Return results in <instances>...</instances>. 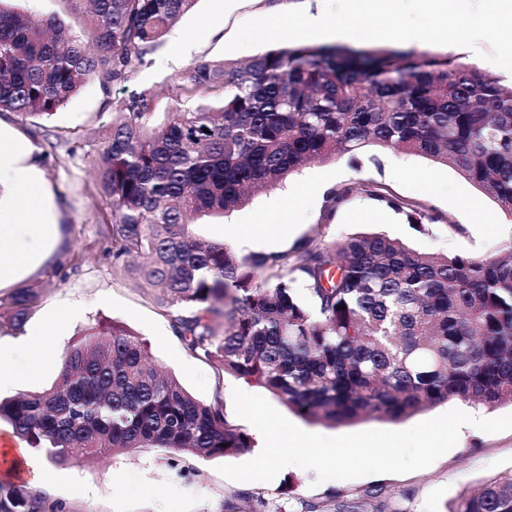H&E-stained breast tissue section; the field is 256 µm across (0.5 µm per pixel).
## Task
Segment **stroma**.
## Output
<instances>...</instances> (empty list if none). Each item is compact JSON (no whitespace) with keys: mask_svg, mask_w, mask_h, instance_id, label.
<instances>
[{"mask_svg":"<svg viewBox=\"0 0 512 512\" xmlns=\"http://www.w3.org/2000/svg\"><path fill=\"white\" fill-rule=\"evenodd\" d=\"M316 10L319 0H228L215 10L212 0H198L182 16L153 52L167 56L177 36L193 41L189 62L242 61L254 49L226 51L225 45L245 21L281 12L285 8ZM143 66L124 83L87 85L64 108L43 121L49 137L34 135L30 123L0 112V126L11 130L32 149L30 161L41 173L62 237L51 257L38 269L0 284V313L9 308L18 288H34L39 299L24 332H31L57 310L77 309L76 318L62 329L61 348L83 336L118 325L137 334L151 356L175 375L191 393L204 400L220 397L230 422L250 430L234 411L232 390L240 378L224 373L215 363L190 353L161 316L154 291L139 286L123 267L113 265L98 234L110 213L96 189L91 164L106 147L112 114L119 101L137 90L152 89L158 115L176 111L183 96L176 80L181 65ZM381 166L367 160L353 162L339 155L314 163L290 177L283 186L256 193L248 204L211 224L197 225L199 235L220 238L224 227H246L265 220L279 223L277 236L247 239L240 254L293 249L322 227L326 240L341 241L356 233H379L436 254L486 256L512 238V223L493 224L498 204L454 169L414 155L387 151ZM381 183L389 194L415 200L438 214L437 222L415 224L405 214L385 222L362 218L378 209L376 201L352 194L325 212L321 189L326 184L353 186ZM0 420V483H10L14 465L44 460ZM219 459L201 460L159 448H140L54 468V482L44 491L63 502L70 512H223L225 504L249 506L252 512H354L367 502L378 512H453L460 496L497 478L512 474V431L489 434L461 430L457 444L427 468L406 474H375L349 480L317 482L315 472L295 466L283 469L269 482H239L224 478Z\"/></svg>","mask_w":512,"mask_h":512,"instance_id":"stroma-1","label":"stroma"}]
</instances>
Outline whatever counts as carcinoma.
<instances>
[{
	"instance_id": "obj_1",
	"label": "carcinoma",
	"mask_w": 512,
	"mask_h": 512,
	"mask_svg": "<svg viewBox=\"0 0 512 512\" xmlns=\"http://www.w3.org/2000/svg\"><path fill=\"white\" fill-rule=\"evenodd\" d=\"M67 2L87 35L0 2V112L48 118L94 79L128 81L198 0ZM178 86L185 104L161 122L150 90L116 106L96 169L107 252L159 292L189 352L312 424L512 404V238L488 256H448L382 234L328 242L316 228L295 255H241L194 231L304 165L366 153L379 168L378 153L392 149L455 169L512 214V82L426 51L297 43L245 62H194ZM212 91L220 105L196 102ZM353 192L417 224L439 220L373 181L329 190L326 212ZM38 297L16 290L0 320L22 330ZM0 419L57 465L116 449L207 460L253 447L220 399L193 396L115 325L74 343L51 388L0 400ZM0 512L68 508L1 483ZM453 512H512V475Z\"/></svg>"
}]
</instances>
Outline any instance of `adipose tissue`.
Returning <instances> with one entry per match:
<instances>
[{
	"instance_id": "obj_1",
	"label": "adipose tissue",
	"mask_w": 512,
	"mask_h": 512,
	"mask_svg": "<svg viewBox=\"0 0 512 512\" xmlns=\"http://www.w3.org/2000/svg\"><path fill=\"white\" fill-rule=\"evenodd\" d=\"M30 149L21 139L0 132V174L18 185L17 209L0 207V283L35 270L59 241L58 228L47 196L38 184V170L29 162ZM60 311L33 335L0 340V386L38 373L59 358V329L67 320Z\"/></svg>"
}]
</instances>
